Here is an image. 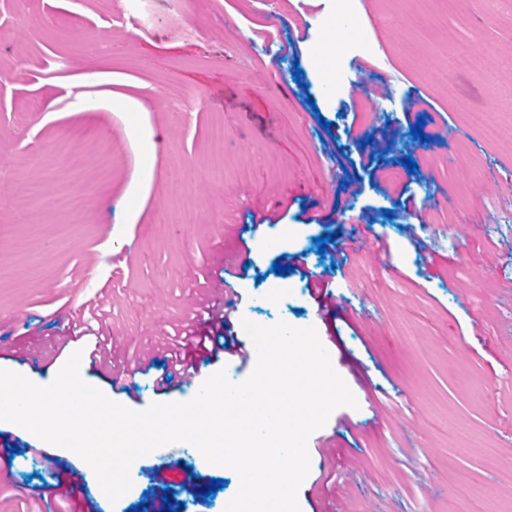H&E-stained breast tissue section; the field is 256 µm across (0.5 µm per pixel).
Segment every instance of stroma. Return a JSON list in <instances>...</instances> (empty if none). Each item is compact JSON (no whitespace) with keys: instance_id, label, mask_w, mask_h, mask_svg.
I'll list each match as a JSON object with an SVG mask.
<instances>
[{"instance_id":"obj_1","label":"stroma","mask_w":512,"mask_h":512,"mask_svg":"<svg viewBox=\"0 0 512 512\" xmlns=\"http://www.w3.org/2000/svg\"><path fill=\"white\" fill-rule=\"evenodd\" d=\"M355 5L364 28L340 54L320 46L340 0H140L133 16L123 0H0V369L45 386L102 335L130 385L86 381L131 410L190 401L222 369L242 382L255 360L219 357L169 394L154 387L156 350L183 320L223 335L196 310L203 284L227 280L237 318L315 327L358 402L310 435L300 512H468L474 500L504 512L512 0ZM360 72L376 111L357 100ZM217 123L220 187L209 174ZM73 150L85 155L76 176L61 166ZM409 156L417 170L389 190L381 171ZM175 169L180 195L167 186ZM33 180L42 199L25 194ZM407 190L424 220L401 207ZM59 224L68 235L56 236ZM329 233L318 253L315 238ZM276 263L293 270L279 275ZM313 274L338 305L314 294ZM4 455L0 512H41L47 487L64 512L159 508L168 489L180 512H224L240 487L188 443L136 459L114 503L76 453L0 421ZM187 469L195 486L181 483ZM214 478L223 487L210 496Z\"/></svg>"}]
</instances>
